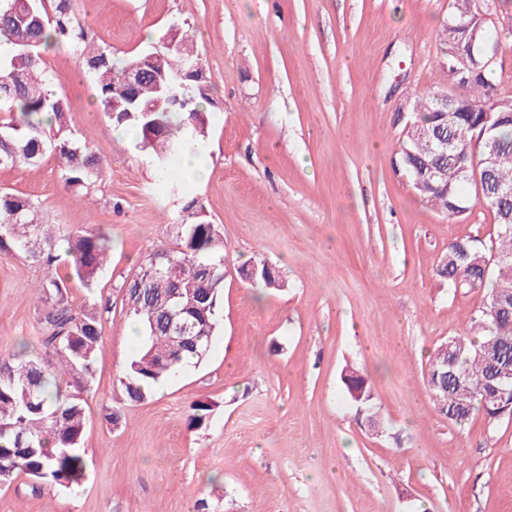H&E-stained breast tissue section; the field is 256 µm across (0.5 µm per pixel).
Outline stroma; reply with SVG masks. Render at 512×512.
Segmentation results:
<instances>
[{
	"label": "stroma",
	"instance_id": "obj_1",
	"mask_svg": "<svg viewBox=\"0 0 512 512\" xmlns=\"http://www.w3.org/2000/svg\"><path fill=\"white\" fill-rule=\"evenodd\" d=\"M448 0H77L88 41L124 59L162 49L170 27L196 29L208 76L210 176L168 193L137 138L117 140L93 77L68 50L42 54L68 128L99 153L88 188L60 183L57 156L0 169V190L32 199L41 223L94 224L111 241L95 288L70 282L74 311L98 307L102 343L84 394L82 485H0V512H512V422L464 426L425 388L427 355L470 327L482 290H454L433 270L450 242L492 245L481 205L448 222L395 172L406 120L399 103L448 82L440 25ZM500 44L498 92L512 96V9L488 16ZM151 29L144 39L143 29ZM203 205L224 232L220 325L207 358L128 400L121 368L140 344L118 286ZM254 257L287 282L245 281ZM46 272L0 254V352L41 351ZM369 380L351 402L340 371ZM212 402L201 427L192 406ZM115 412L117 422L107 421Z\"/></svg>",
	"mask_w": 512,
	"mask_h": 512
}]
</instances>
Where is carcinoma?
<instances>
[{"instance_id":"carcinoma-1","label":"carcinoma","mask_w":512,"mask_h":512,"mask_svg":"<svg viewBox=\"0 0 512 512\" xmlns=\"http://www.w3.org/2000/svg\"><path fill=\"white\" fill-rule=\"evenodd\" d=\"M72 0H53L47 10L45 0H29L39 20L19 21L12 12L13 0H0V41L11 46L0 54V101L7 114L0 117V168L33 164L47 154L60 160V173L68 189L86 188L97 180L100 157L66 134L70 108L62 97L46 90L42 58L24 64L17 57L29 45L37 49L63 46L85 60L97 81L100 106L116 127L139 134L140 144L151 151L160 182L169 183L173 165L181 154L201 145L207 136L208 98L189 94L198 83L186 77L187 56L196 53L192 33H177L180 52H166L161 61L165 81L144 79L136 89L137 101L128 104L118 95L126 69L140 56L127 60L86 42L76 29L71 14ZM478 82H461L457 87L464 111L448 123L438 111L440 89L415 97L416 127L402 138L399 163L406 171L424 178L414 188L424 201L433 204L450 220H462L477 204L485 206L493 223L496 247L488 251L481 240L468 238L452 242L439 260L434 274L455 288L471 291L488 289L481 305L470 318L467 332L451 336L428 356L424 384L437 411L462 425L473 411H482L488 425L512 419V392L499 405L481 404L483 394L498 382L493 366L479 351L493 338L512 340V223H502L504 201L492 190L477 198L475 172L483 171L482 154L472 142L473 128L489 122L490 138L497 146L496 172L512 182V120H486V100L495 83V70L488 68ZM176 88L188 101L182 108L169 100L167 89ZM451 142L448 156L436 151L440 139ZM199 208L193 223L175 224L177 249L159 248L149 254L139 272L119 286L125 307L142 328V345L127 364L120 384L131 401L151 396L163 379L201 363L210 352L219 325V308L224 291V235L217 224H206ZM65 253L72 276L92 288L104 270L107 240L88 225L63 233L37 221L33 203L10 192H0V254L24 253L42 258L47 267L58 260V242ZM256 269L252 283L282 288L285 280L276 266L259 259L247 265ZM193 287L200 298L189 303L177 294V287ZM43 305V351L25 349L0 354V484H9L20 473L29 476L31 492L46 483L67 489L78 488L85 479L86 464L81 445L86 420L85 400L95 375L101 344V313L92 308L75 313L67 301V281L50 271L36 287ZM175 319L188 338L202 336L196 347L170 343L164 323ZM458 351V363L468 383L457 384L445 377L448 344ZM341 382L348 398L360 405L372 399L367 378L347 365ZM211 412L200 401L192 406L189 424L199 427Z\"/></svg>"}]
</instances>
